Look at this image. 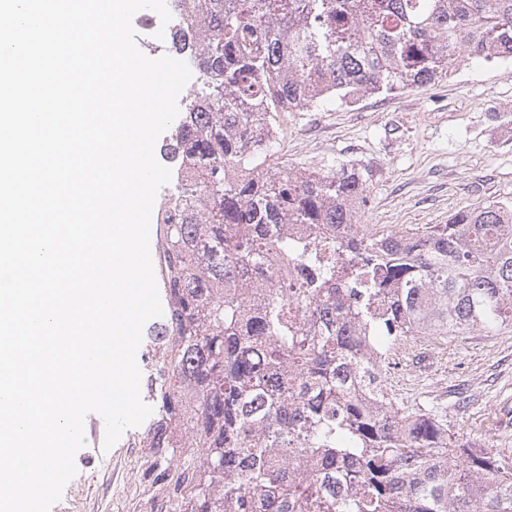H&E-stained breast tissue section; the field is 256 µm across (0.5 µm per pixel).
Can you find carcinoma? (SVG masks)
<instances>
[{
  "label": "carcinoma",
  "mask_w": 512,
  "mask_h": 512,
  "mask_svg": "<svg viewBox=\"0 0 512 512\" xmlns=\"http://www.w3.org/2000/svg\"><path fill=\"white\" fill-rule=\"evenodd\" d=\"M172 5V47L200 85L168 135L156 264L146 431L169 512H512V462L397 407L384 373L407 336L512 328V201L367 236L354 218L369 167L274 171L258 141L325 99L512 63V0ZM183 437L193 457L174 468Z\"/></svg>",
  "instance_id": "cac0c4a2"
}]
</instances>
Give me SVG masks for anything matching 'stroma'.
Here are the masks:
<instances>
[{
    "label": "stroma",
    "instance_id": "obj_1",
    "mask_svg": "<svg viewBox=\"0 0 512 512\" xmlns=\"http://www.w3.org/2000/svg\"><path fill=\"white\" fill-rule=\"evenodd\" d=\"M277 156L288 168L359 163L372 168L359 227L398 231L512 199V66L475 58L434 86L332 99L281 119ZM385 381L398 406L438 410L477 448L512 457V330L412 336ZM142 427L105 448L104 427L86 433L77 473L51 512H138L151 477L128 446ZM111 485V496L102 488Z\"/></svg>",
    "mask_w": 512,
    "mask_h": 512
}]
</instances>
